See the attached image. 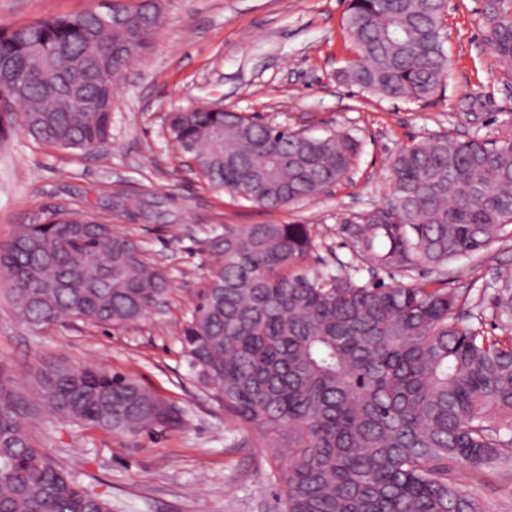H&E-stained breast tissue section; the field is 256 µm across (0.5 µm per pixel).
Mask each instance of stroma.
<instances>
[{
	"instance_id": "35a3bbf8",
	"label": "stroma",
	"mask_w": 512,
	"mask_h": 512,
	"mask_svg": "<svg viewBox=\"0 0 512 512\" xmlns=\"http://www.w3.org/2000/svg\"><path fill=\"white\" fill-rule=\"evenodd\" d=\"M101 0H0V28L99 8ZM164 24L126 72L101 152L86 154L17 133L0 146V243L19 225L59 207L92 208L140 241L172 292L159 310L120 327L82 321L21 322L0 283V382L34 400L35 368L92 363L130 375L184 413L182 428L112 433L58 417L34 425L48 456L112 512H282L285 459L261 447L198 384L180 335L212 268L208 238L224 224H310L317 247L299 269L360 285L441 287L466 300L490 336L512 335L495 307L512 281V231L443 268L384 267L354 250L361 214L383 206L389 163L403 147L439 136L459 140L512 132V74L489 45L480 0H448L445 89L430 101L377 97L338 77L354 58L343 27L346 0H163ZM220 104L258 121L359 141L352 167L319 196L266 209L209 189L169 134V113ZM485 512H512V468L457 471Z\"/></svg>"
}]
</instances>
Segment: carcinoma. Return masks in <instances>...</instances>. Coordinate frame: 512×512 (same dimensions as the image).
<instances>
[{"mask_svg":"<svg viewBox=\"0 0 512 512\" xmlns=\"http://www.w3.org/2000/svg\"><path fill=\"white\" fill-rule=\"evenodd\" d=\"M447 0H349L356 52L339 77L385 98L429 99L448 73ZM0 29V142L22 126L45 145L96 152L110 137L121 73L163 25L155 0ZM491 49L512 64V0H484ZM172 141L215 190L265 208L315 197L358 152L349 133L309 136L207 104L168 115ZM60 207L0 244L28 324L119 326L169 293L134 239ZM356 248L383 266L441 267L512 224V133L446 136L399 151L389 199L360 216ZM313 247L306 224H236L210 241L216 259L181 337L198 383L288 449L285 512H483L456 469L512 458V340L462 323L459 297L424 286L358 285L289 273ZM496 307L512 323V289ZM43 408L117 433L180 425L181 413L136 379L93 365L39 371ZM32 413L0 383V512H110L47 456Z\"/></svg>","mask_w":512,"mask_h":512,"instance_id":"obj_1","label":"carcinoma"}]
</instances>
